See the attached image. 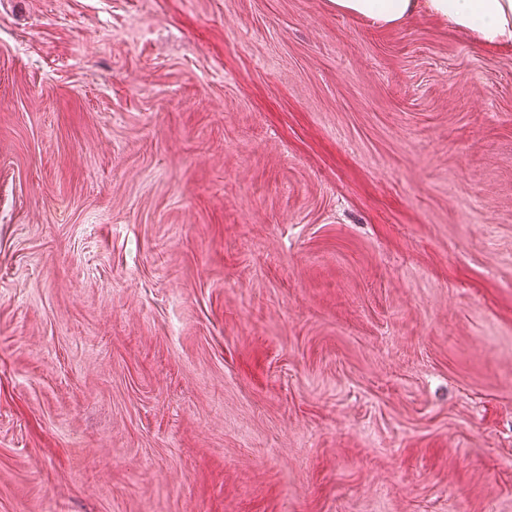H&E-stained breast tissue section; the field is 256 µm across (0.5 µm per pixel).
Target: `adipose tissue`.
<instances>
[{"label": "adipose tissue", "mask_w": 512, "mask_h": 512, "mask_svg": "<svg viewBox=\"0 0 512 512\" xmlns=\"http://www.w3.org/2000/svg\"><path fill=\"white\" fill-rule=\"evenodd\" d=\"M338 13L391 27L416 13L447 21L481 44L512 48V0H331Z\"/></svg>", "instance_id": "ef3b65f1"}]
</instances>
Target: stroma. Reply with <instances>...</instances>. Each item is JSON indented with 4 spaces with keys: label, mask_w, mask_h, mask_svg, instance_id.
I'll return each mask as SVG.
<instances>
[{
    "label": "stroma",
    "mask_w": 512,
    "mask_h": 512,
    "mask_svg": "<svg viewBox=\"0 0 512 512\" xmlns=\"http://www.w3.org/2000/svg\"><path fill=\"white\" fill-rule=\"evenodd\" d=\"M0 512H512V48L0 0Z\"/></svg>",
    "instance_id": "35a3bbf8"
}]
</instances>
